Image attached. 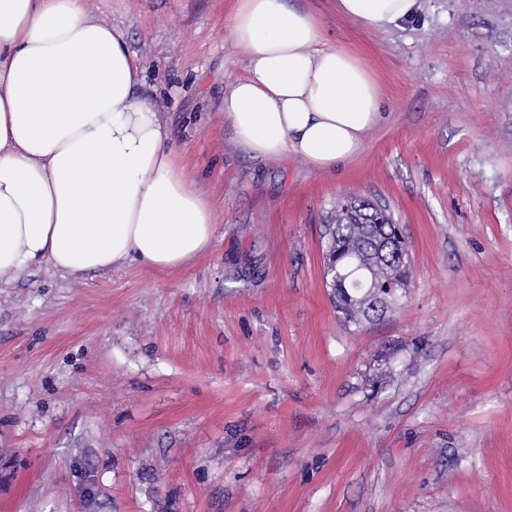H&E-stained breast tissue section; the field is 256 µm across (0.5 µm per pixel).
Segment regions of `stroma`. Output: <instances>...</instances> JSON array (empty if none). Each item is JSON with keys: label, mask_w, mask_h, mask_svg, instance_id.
Returning <instances> with one entry per match:
<instances>
[{"label": "stroma", "mask_w": 512, "mask_h": 512, "mask_svg": "<svg viewBox=\"0 0 512 512\" xmlns=\"http://www.w3.org/2000/svg\"><path fill=\"white\" fill-rule=\"evenodd\" d=\"M85 3L141 59L215 240L174 271L0 284V512H512V0H419L388 29L301 0L384 90L331 173L235 143L233 0ZM350 195L413 263L360 332L322 279Z\"/></svg>", "instance_id": "obj_1"}]
</instances>
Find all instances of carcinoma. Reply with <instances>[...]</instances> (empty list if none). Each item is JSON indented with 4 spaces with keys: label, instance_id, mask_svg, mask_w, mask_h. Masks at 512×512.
I'll return each instance as SVG.
<instances>
[{
    "label": "carcinoma",
    "instance_id": "carcinoma-1",
    "mask_svg": "<svg viewBox=\"0 0 512 512\" xmlns=\"http://www.w3.org/2000/svg\"><path fill=\"white\" fill-rule=\"evenodd\" d=\"M357 197L336 200L350 212L339 224L331 215L325 225L327 247L323 266H336L331 299L347 326L356 329L379 320L406 296L412 277V258L399 226L386 210L367 212Z\"/></svg>",
    "mask_w": 512,
    "mask_h": 512
}]
</instances>
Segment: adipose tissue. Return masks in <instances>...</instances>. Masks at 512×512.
Returning a JSON list of instances; mask_svg holds the SVG:
<instances>
[{
    "instance_id": "1",
    "label": "adipose tissue",
    "mask_w": 512,
    "mask_h": 512,
    "mask_svg": "<svg viewBox=\"0 0 512 512\" xmlns=\"http://www.w3.org/2000/svg\"><path fill=\"white\" fill-rule=\"evenodd\" d=\"M417 0H336L369 28ZM247 64L224 118L252 158L333 172L382 119L383 92L353 51L325 43L296 0H236L227 20ZM142 66L84 0H0V282L44 263L71 274L134 261L179 269L212 246L217 215L173 132L139 97Z\"/></svg>"
}]
</instances>
